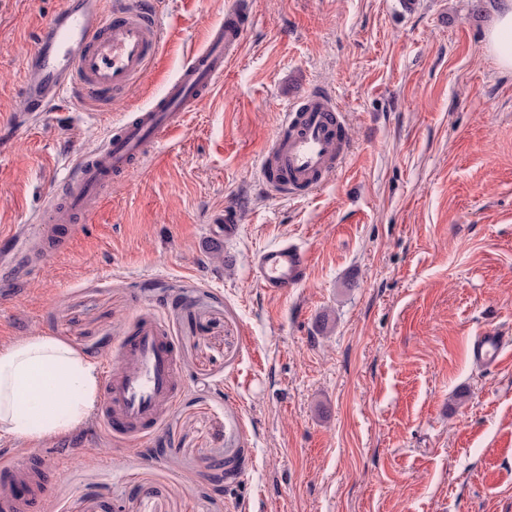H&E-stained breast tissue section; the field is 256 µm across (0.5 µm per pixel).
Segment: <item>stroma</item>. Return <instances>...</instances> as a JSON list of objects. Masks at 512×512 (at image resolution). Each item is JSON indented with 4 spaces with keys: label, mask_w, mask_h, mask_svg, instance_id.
Instances as JSON below:
<instances>
[{
    "label": "stroma",
    "mask_w": 512,
    "mask_h": 512,
    "mask_svg": "<svg viewBox=\"0 0 512 512\" xmlns=\"http://www.w3.org/2000/svg\"><path fill=\"white\" fill-rule=\"evenodd\" d=\"M61 0H0V241L33 223L79 155L160 98L225 0H160L148 76L67 120L16 127L25 57ZM499 0H252L224 80L159 160L118 177L62 253L0 252V344L43 332L120 364L142 320L175 347L176 399L147 440L98 419L0 465L49 466L29 512H512V71L485 47ZM342 106L343 167L298 197L262 153L312 89ZM237 211L227 239L212 226ZM293 242L307 282L268 295L252 257ZM220 245L222 258L210 248ZM512 351V336H505L496 328H488L478 336H474L469 345L473 362L485 369L498 368L510 357Z\"/></svg>",
    "instance_id": "obj_1"
}]
</instances>
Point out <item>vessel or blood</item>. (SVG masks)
I'll list each match as a JSON object with an SVG mask.
<instances>
[{
	"label": "vessel or blood",
	"mask_w": 512,
	"mask_h": 512,
	"mask_svg": "<svg viewBox=\"0 0 512 512\" xmlns=\"http://www.w3.org/2000/svg\"><path fill=\"white\" fill-rule=\"evenodd\" d=\"M250 17L248 0L225 7L205 44L165 81V95L119 127L96 152L80 157L72 176L25 231L38 238L45 224H73L101 206L114 175L129 171L151 148L177 132L224 75V64L243 41ZM162 38L156 0H61L39 31L21 83L23 118L57 111L64 92L75 90L96 101L127 93L155 60ZM349 153L343 114L333 99L317 91L286 112L272 145L265 150L261 176L281 195L312 192L334 174ZM307 249L283 243L257 252L252 277L273 295L306 283ZM473 362L498 368L512 355V336L489 328L469 345ZM121 365L104 377L106 402L100 420L113 434L139 438L157 426L173 402V343L157 322H139L120 343Z\"/></svg>",
	"instance_id": "obj_1"
}]
</instances>
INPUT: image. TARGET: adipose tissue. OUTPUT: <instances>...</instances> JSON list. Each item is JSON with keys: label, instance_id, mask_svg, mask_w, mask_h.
Instances as JSON below:
<instances>
[{"label": "adipose tissue", "instance_id": "adipose-tissue-1", "mask_svg": "<svg viewBox=\"0 0 512 512\" xmlns=\"http://www.w3.org/2000/svg\"><path fill=\"white\" fill-rule=\"evenodd\" d=\"M486 46L512 70V0H502ZM100 392L97 362L57 337L41 332L0 345V437L28 443L69 434L96 411Z\"/></svg>", "mask_w": 512, "mask_h": 512}]
</instances>
